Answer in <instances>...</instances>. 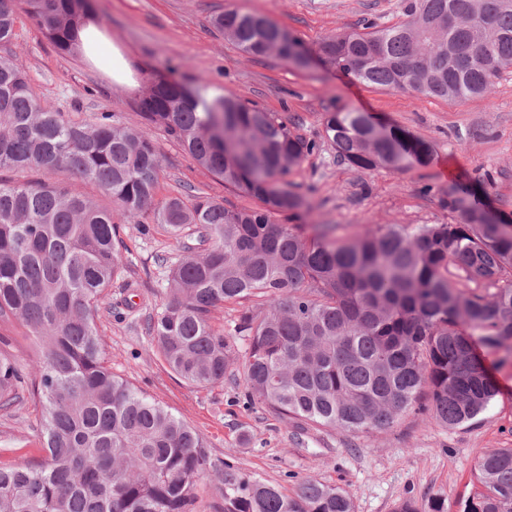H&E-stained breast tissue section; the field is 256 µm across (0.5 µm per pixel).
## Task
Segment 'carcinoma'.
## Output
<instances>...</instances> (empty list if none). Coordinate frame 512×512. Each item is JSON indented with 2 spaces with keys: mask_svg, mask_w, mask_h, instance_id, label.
I'll return each mask as SVG.
<instances>
[{
  "mask_svg": "<svg viewBox=\"0 0 512 512\" xmlns=\"http://www.w3.org/2000/svg\"><path fill=\"white\" fill-rule=\"evenodd\" d=\"M89 0H0V44L20 16L62 53L75 52ZM472 17L448 27V11ZM213 27L253 57L306 69L312 54L364 83L422 97L486 94L512 67V0H404L402 20L328 35L315 50L252 13L226 10ZM155 76L135 102L145 129L104 112L77 121L42 105L26 72L0 55V170L64 172V181L0 180V321L36 338L31 395L45 403L39 464L0 466V512H192L211 463L204 437L112 374L96 319L124 271L120 224L195 237L169 268L166 302L150 324L171 372L198 387L224 383L235 347L212 324L224 303L264 299L240 317L248 337L246 393L276 415L353 436L384 431L409 411L458 428L499 389L479 345L512 359V234L467 188L448 195L453 224H388L349 236L280 224L312 209L286 177L315 144L272 112ZM325 139L349 166L407 171L431 144L364 112L323 116ZM176 139L200 167L259 201L235 209L211 196L157 199L161 157L151 136ZM20 361L0 352V408L20 401ZM462 512H512V448L474 465ZM224 512H354L348 493L315 478L293 494L227 464Z\"/></svg>",
  "mask_w": 512,
  "mask_h": 512,
  "instance_id": "cac0c4a2",
  "label": "carcinoma"
}]
</instances>
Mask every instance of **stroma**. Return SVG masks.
Masks as SVG:
<instances>
[{
    "label": "stroma",
    "instance_id": "obj_1",
    "mask_svg": "<svg viewBox=\"0 0 512 512\" xmlns=\"http://www.w3.org/2000/svg\"><path fill=\"white\" fill-rule=\"evenodd\" d=\"M91 7L111 40L129 51L141 81L156 73L188 85L207 78L213 90L256 103L316 143L287 177L312 204L301 218L306 233L319 224L338 225L343 234L387 224H450L456 216L448 189L456 184L470 186L492 211L512 214V71L482 97L419 98L320 66L296 70L273 57H249L211 24L231 9L257 13L313 48L329 34L397 22L399 0H91ZM6 53L26 71L43 105L75 120L108 112L114 123L141 128L133 109L137 92L114 84L83 56L60 53L28 20H20L12 44L0 46V55ZM337 107L431 142V163L403 174L349 167L323 137V115ZM152 137L163 165L158 198L205 193L231 207H255V199L225 188L163 132ZM122 238L125 270L97 320L105 360L113 374L202 433L215 469L228 464L288 492L313 477L344 488L355 512H396L409 499L427 512L436 498L446 512H458L473 488L477 458L512 447V364L487 351L481 357L500 393L471 424L449 429L409 411L385 432L351 436L246 404L247 343L238 333L240 307L227 303L214 310L213 322L234 342L236 359L223 384H188L159 358L148 323L166 298L169 265L193 240L144 235L133 223L124 225ZM40 419L41 404L29 395L0 411L1 464L44 457Z\"/></svg>",
    "mask_w": 512,
    "mask_h": 512
}]
</instances>
